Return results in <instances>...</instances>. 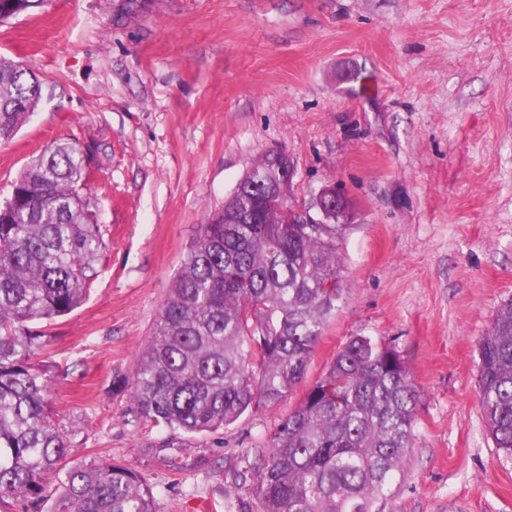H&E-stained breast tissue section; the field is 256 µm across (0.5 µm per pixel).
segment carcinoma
I'll return each instance as SVG.
<instances>
[{"mask_svg": "<svg viewBox=\"0 0 512 512\" xmlns=\"http://www.w3.org/2000/svg\"><path fill=\"white\" fill-rule=\"evenodd\" d=\"M44 0H0V22ZM41 83L0 56V140L27 122ZM275 172L265 155L253 183ZM80 142L45 149L0 205V504L41 490L68 448L47 409V379L30 359L33 324L84 301L105 247ZM334 224H295L248 192L202 225L174 276L153 336L128 380L137 420L195 436L282 400L307 375L343 298ZM479 403L496 446L512 454V300L479 343ZM418 393L399 352L360 336L246 452L243 480L261 512H396L409 471ZM51 512H160L135 471L98 461L71 468Z\"/></svg>", "mask_w": 512, "mask_h": 512, "instance_id": "cac0c4a2", "label": "carcinoma"}]
</instances>
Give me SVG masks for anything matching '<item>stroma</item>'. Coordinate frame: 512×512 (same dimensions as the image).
<instances>
[{
    "label": "stroma",
    "instance_id": "1",
    "mask_svg": "<svg viewBox=\"0 0 512 512\" xmlns=\"http://www.w3.org/2000/svg\"><path fill=\"white\" fill-rule=\"evenodd\" d=\"M0 54L42 85L0 141V201L34 156L78 138L106 243L34 359L65 468L125 465L161 512H257L241 455L303 387L176 439L133 421L126 380L201 225L277 150L299 203L333 186L354 213L308 379L355 337L385 341L419 392L400 512H512V455L477 384L478 342L512 299V0H46L0 23Z\"/></svg>",
    "mask_w": 512,
    "mask_h": 512
}]
</instances>
